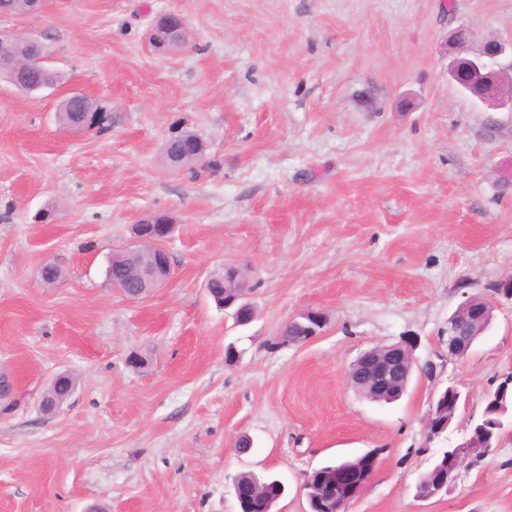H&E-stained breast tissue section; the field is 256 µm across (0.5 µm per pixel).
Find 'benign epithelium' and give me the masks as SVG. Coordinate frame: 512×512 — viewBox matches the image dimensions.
<instances>
[{
	"mask_svg": "<svg viewBox=\"0 0 512 512\" xmlns=\"http://www.w3.org/2000/svg\"><path fill=\"white\" fill-rule=\"evenodd\" d=\"M474 33L465 24L455 34L456 57L448 65L450 75H455L459 67H467L475 80V89L468 95L475 104L493 109L512 112V80L507 76L512 74V39L498 42L496 54L488 55L483 51H469ZM43 63V57L37 56L20 61L16 58H5L0 55V70L9 68L13 71L38 67ZM174 225L155 224L137 226L134 229V245L113 251L112 261L123 262L129 257L136 256L144 249L153 248L161 254H166L163 244L169 238ZM170 262L162 266L150 267L139 275L141 289L129 293L121 285H115L127 299L136 301L145 298L155 289L163 287L170 276ZM247 284H240L233 290L224 291V309L231 311L235 323L239 326L249 324L254 318V307L248 299ZM512 304V279L507 278L486 285L483 291L469 295L459 304L457 309L448 317L447 350L448 357L461 359L472 348L478 337L489 326L494 311L503 303ZM292 322L303 325L306 335L313 338L320 333L324 326L323 317L318 313L308 312L292 319ZM413 342L402 339L387 345L378 346L363 352L352 365L348 380L355 387L369 390L380 400L396 401L404 393L407 383L414 371V358L411 351ZM458 390L452 386L442 391L431 403L426 421L427 438L432 440L445 432L455 417L457 402L453 400ZM458 447L466 450V459L479 462L492 451L491 440L480 441L476 437H468ZM363 478L359 481L346 479L340 468L329 475L328 488L331 495L328 498L331 512H349L352 502L358 498L367 483L374 477L378 458L376 453L367 452L362 455ZM461 466L456 457L448 455L447 474L444 481L436 485L420 486L417 497L428 500L448 491L456 484Z\"/></svg>",
	"mask_w": 512,
	"mask_h": 512,
	"instance_id": "1",
	"label": "benign epithelium"
}]
</instances>
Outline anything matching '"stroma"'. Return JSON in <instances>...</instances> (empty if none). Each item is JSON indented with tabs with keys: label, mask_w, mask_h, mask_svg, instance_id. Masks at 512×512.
<instances>
[{
	"label": "stroma",
	"mask_w": 512,
	"mask_h": 512,
	"mask_svg": "<svg viewBox=\"0 0 512 512\" xmlns=\"http://www.w3.org/2000/svg\"><path fill=\"white\" fill-rule=\"evenodd\" d=\"M167 12L187 44L159 55L148 33ZM463 23L476 50L512 38V0H46L0 16L61 76L34 96L0 80V512H237L240 471L281 479L283 512H308L311 470L373 450L349 512H512V437L448 495H415L512 371L511 305L464 358L446 347L465 295L512 276V112L451 81ZM76 93L105 131L59 124ZM177 125L205 144L196 172L163 158ZM156 214L175 224L172 275L131 302L108 260ZM227 263L250 273L245 326L205 292ZM307 311L323 332L282 343ZM403 336L417 346L401 399L359 395L353 362ZM61 371L77 389L50 417L39 401ZM450 385L456 416L427 441Z\"/></svg>",
	"instance_id": "obj_1"
}]
</instances>
